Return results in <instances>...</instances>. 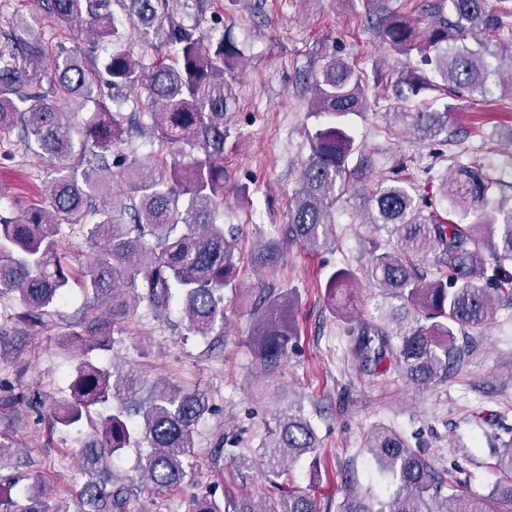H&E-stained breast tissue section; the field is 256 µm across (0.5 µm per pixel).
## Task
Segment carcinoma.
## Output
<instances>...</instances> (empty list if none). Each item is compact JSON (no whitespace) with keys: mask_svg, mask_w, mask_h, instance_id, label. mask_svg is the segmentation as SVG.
Instances as JSON below:
<instances>
[{"mask_svg":"<svg viewBox=\"0 0 512 512\" xmlns=\"http://www.w3.org/2000/svg\"><path fill=\"white\" fill-rule=\"evenodd\" d=\"M124 16L110 11V0H46L45 9L66 27L89 26L95 34L89 52H62L54 60V78L71 98L95 103L91 121L75 129L46 94L23 90L42 85L47 75L40 22L23 14L15 26L21 47H0V132L19 129L56 163L45 189V204L18 217L0 214V298L14 295L24 307L18 317L36 325L51 314L70 283L77 282L96 305L112 315L106 325L75 332L83 358L73 366L69 398L52 410V424L77 429L98 406L112 405L92 442L80 453L87 476L79 491L78 512H123L125 487L112 484L111 458L126 448H143L139 468L156 490L182 484L191 469L195 428L208 411L198 390L158 381L141 395L143 380L112 363L93 362L88 354L108 352L114 327L132 317L144 303L155 317L179 307L187 329L209 336L224 325V288L236 273L234 244L216 223L224 205V139L226 116L233 103L224 68L240 55L236 42L207 40L174 20L169 4L176 0H119ZM435 20L424 31L408 16L381 21V35L392 48H417L423 62L445 82L448 95L474 100L486 93L499 72L492 60L508 58L512 42V0H448V11L433 3ZM129 25L169 46L175 62L145 66L126 54L97 55L105 41L119 37ZM482 36V50L471 48L468 35ZM112 94L104 99L100 83ZM364 75L349 63L330 57L314 74V108L332 119L310 135L311 154L288 211L294 236L310 250L328 245L336 184L349 173V159L358 146L340 118L366 109ZM434 87L415 71L398 79L395 97L407 100ZM145 94L153 132L161 141L202 153L186 163L169 162L148 152L125 169L127 188L110 192L112 149L124 142L132 126L122 105L134 93ZM424 139L448 132V112H408ZM499 186L480 166L460 164L443 175L427 193H416L413 180L399 174L382 179L369 196V223L390 229L395 249L372 251L368 280L380 288L377 323L360 326L355 352L374 368L385 362L408 383L423 387L459 362L456 333L481 328L497 306L512 302V203L498 200L495 210L471 224L458 218L475 215ZM80 235L92 251L90 264L75 268L65 245L67 233ZM490 259H485L483 252ZM436 255L431 278L419 273V262ZM351 282L344 269L326 283L330 298ZM257 319L255 351L272 366L281 360L293 336L286 294L264 300ZM500 474L484 498L444 494L448 484L414 452L395 430L376 428L366 448L379 471L396 486L389 512H512V428L494 435ZM318 440L301 409L275 417L252 455L240 453L236 465L249 470L261 464L267 475L281 477L302 456L317 452ZM46 484L34 481L25 502L12 499L0 486V512H47ZM191 512H226L213 495L195 501ZM233 512H319L317 502L288 493L264 504L240 503Z\"/></svg>","mask_w":512,"mask_h":512,"instance_id":"carcinoma-1","label":"carcinoma"}]
</instances>
